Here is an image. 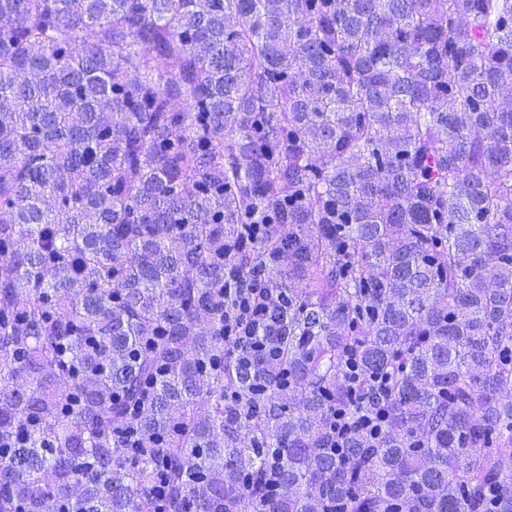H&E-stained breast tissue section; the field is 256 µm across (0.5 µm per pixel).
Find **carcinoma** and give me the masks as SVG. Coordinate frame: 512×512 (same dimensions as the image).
<instances>
[{
    "label": "carcinoma",
    "mask_w": 512,
    "mask_h": 512,
    "mask_svg": "<svg viewBox=\"0 0 512 512\" xmlns=\"http://www.w3.org/2000/svg\"><path fill=\"white\" fill-rule=\"evenodd\" d=\"M0 512H512V0H0ZM233 279L236 288H226L230 301L224 306V335L254 351L264 349L258 329L275 298L256 269L246 277L238 271ZM385 382L384 378L379 377L373 380L368 390L371 395L373 411L368 415H363L358 421H354L350 416H345V411L336 416V436L341 438L344 434L349 433L355 425H361L363 428L370 430L374 434H380L383 425L386 423L387 414L382 407L383 399L385 398Z\"/></svg>",
    "instance_id": "obj_1"
}]
</instances>
